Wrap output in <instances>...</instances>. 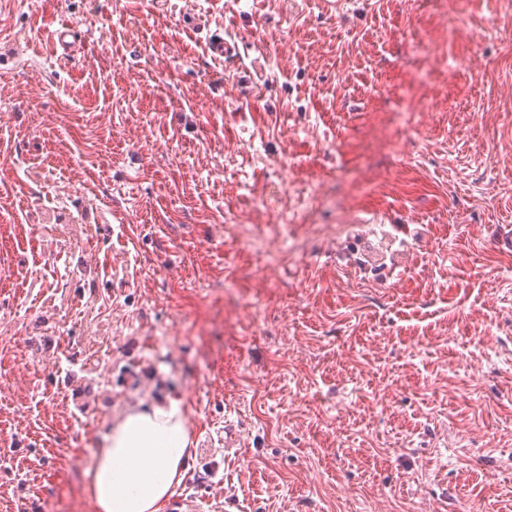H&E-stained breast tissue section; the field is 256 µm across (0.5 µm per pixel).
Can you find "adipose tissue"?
Segmentation results:
<instances>
[{"label":"adipose tissue","mask_w":512,"mask_h":512,"mask_svg":"<svg viewBox=\"0 0 512 512\" xmlns=\"http://www.w3.org/2000/svg\"><path fill=\"white\" fill-rule=\"evenodd\" d=\"M186 410L175 400L137 406L103 434L85 472L94 512H162L191 454Z\"/></svg>","instance_id":"adipose-tissue-1"}]
</instances>
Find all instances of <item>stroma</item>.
Masks as SVG:
<instances>
[{
    "mask_svg": "<svg viewBox=\"0 0 512 512\" xmlns=\"http://www.w3.org/2000/svg\"><path fill=\"white\" fill-rule=\"evenodd\" d=\"M340 2L0 0V512L168 398L201 512H512V0ZM50 39L55 54L59 59H68L73 56L77 39L71 24L62 23L50 33Z\"/></svg>",
    "mask_w": 512,
    "mask_h": 512,
    "instance_id": "35a3bbf8",
    "label": "stroma"
}]
</instances>
